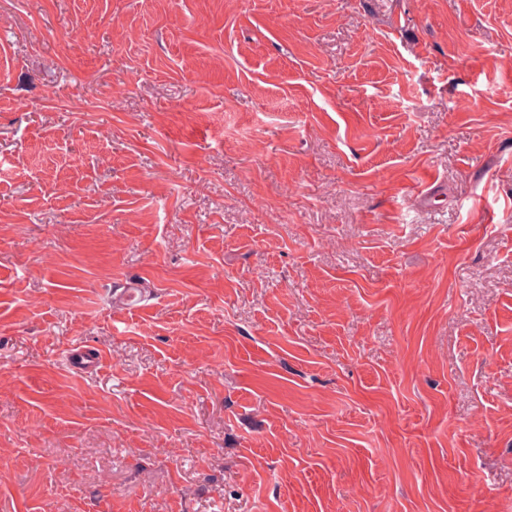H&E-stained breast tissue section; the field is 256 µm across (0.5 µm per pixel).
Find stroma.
Here are the masks:
<instances>
[{"instance_id": "stroma-1", "label": "stroma", "mask_w": 512, "mask_h": 512, "mask_svg": "<svg viewBox=\"0 0 512 512\" xmlns=\"http://www.w3.org/2000/svg\"><path fill=\"white\" fill-rule=\"evenodd\" d=\"M0 512H512V0H0ZM69 364L78 372L88 373L97 370L98 357L97 355L83 347H75L69 353Z\"/></svg>"}]
</instances>
